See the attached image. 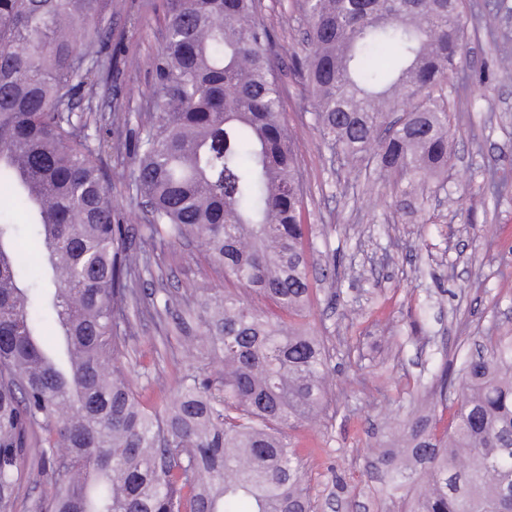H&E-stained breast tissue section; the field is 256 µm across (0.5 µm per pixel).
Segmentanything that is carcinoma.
Returning <instances> with one entry per match:
<instances>
[{"label": "carcinoma", "instance_id": "obj_1", "mask_svg": "<svg viewBox=\"0 0 512 512\" xmlns=\"http://www.w3.org/2000/svg\"><path fill=\"white\" fill-rule=\"evenodd\" d=\"M263 0H170L134 132L129 187L140 231L115 205L88 129L112 73V0H0V194L24 210L28 254L0 212V512H313L287 430L314 422L329 354L310 329L306 192L282 118L276 36ZM308 53L293 66L321 142L393 176L406 196L448 168L450 104L466 60L468 0H303ZM194 241L240 291L174 302L199 312L213 376L187 374L162 410L121 359L137 340L157 245ZM32 260L38 275H24ZM272 302V318L254 299ZM50 315L60 344L46 349ZM448 390V424L404 423L410 463L380 461L405 512H512V336H489Z\"/></svg>", "mask_w": 512, "mask_h": 512}]
</instances>
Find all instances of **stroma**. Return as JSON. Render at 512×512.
<instances>
[{"mask_svg": "<svg viewBox=\"0 0 512 512\" xmlns=\"http://www.w3.org/2000/svg\"><path fill=\"white\" fill-rule=\"evenodd\" d=\"M498 39L471 18L462 77L444 84L453 107L451 158L440 180L405 203L395 180L343 165L323 148L312 102L292 69L304 57L300 0H264L276 35L275 69L282 113L297 139L307 191L304 223L313 283L311 325L330 355L329 402L320 421L291 429L315 512H401L374 451L403 445L405 420L428 415L441 374L456 377L463 358L485 337L512 335V0H480ZM167 0H112L115 65L96 87L100 113L123 105L103 144L116 214L134 223L139 200L128 189L135 164L129 125L146 121L155 83L153 59ZM164 284L178 297L189 288H230L193 243L159 253ZM332 277H323L326 269ZM139 340L124 363L150 405L163 407L179 379L203 373L209 355L197 317H140Z\"/></svg>", "mask_w": 512, "mask_h": 512, "instance_id": "35a3bbf8", "label": "stroma"}]
</instances>
